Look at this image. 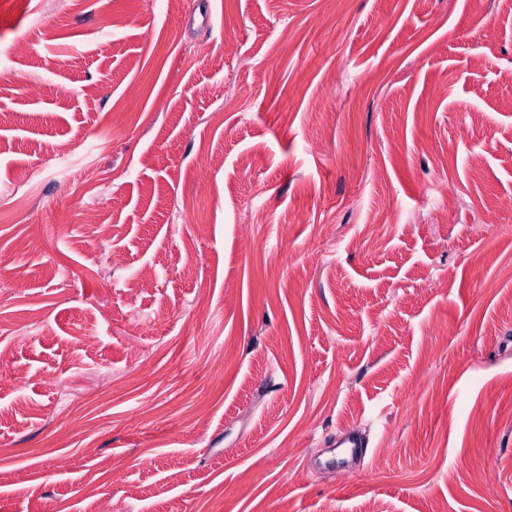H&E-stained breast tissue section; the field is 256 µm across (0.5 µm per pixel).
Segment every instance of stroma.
<instances>
[{
    "mask_svg": "<svg viewBox=\"0 0 512 512\" xmlns=\"http://www.w3.org/2000/svg\"><path fill=\"white\" fill-rule=\"evenodd\" d=\"M511 74L512 0H0V512H512ZM336 447H343L342 457L336 454L325 460L323 463L328 467H336V471L344 474L355 472V466L366 453L367 443L362 435L354 430H348L336 443Z\"/></svg>",
    "mask_w": 512,
    "mask_h": 512,
    "instance_id": "obj_1",
    "label": "stroma"
}]
</instances>
